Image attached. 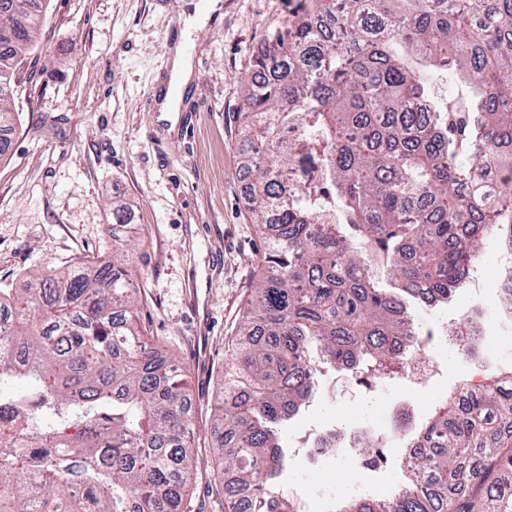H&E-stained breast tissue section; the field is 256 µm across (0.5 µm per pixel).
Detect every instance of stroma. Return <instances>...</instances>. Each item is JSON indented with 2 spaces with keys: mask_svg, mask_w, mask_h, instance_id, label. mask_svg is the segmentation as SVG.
<instances>
[{
  "mask_svg": "<svg viewBox=\"0 0 512 512\" xmlns=\"http://www.w3.org/2000/svg\"><path fill=\"white\" fill-rule=\"evenodd\" d=\"M222 2L220 13L189 28L184 19L195 0H45L0 155V288L21 293L31 274L112 258L119 252L112 209L127 205L136 234L126 260L142 292L136 321L174 354L189 386L191 449L201 463L192 512H224L209 415L263 253L245 202L241 80L269 33L302 7V0ZM179 42L190 47L194 76L167 126L157 108L169 49ZM498 267L492 238L472 287L459 289L446 309L413 311L416 323L437 330L480 310L488 330L479 359L450 339L429 347L412 374L372 391L346 387L340 375L327 379L314 402L280 427L291 458L284 486L298 490L307 512H327L341 496L340 473L357 496L382 498L401 483L395 410L421 420L459 381L512 368V314L496 301ZM345 427L386 439V465L367 469L348 447L314 464L298 456L318 432Z\"/></svg>",
  "mask_w": 512,
  "mask_h": 512,
  "instance_id": "1",
  "label": "stroma"
}]
</instances>
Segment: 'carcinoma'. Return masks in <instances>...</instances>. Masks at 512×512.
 <instances>
[{
	"label": "carcinoma",
	"instance_id": "carcinoma-1",
	"mask_svg": "<svg viewBox=\"0 0 512 512\" xmlns=\"http://www.w3.org/2000/svg\"><path fill=\"white\" fill-rule=\"evenodd\" d=\"M0 17V102L43 0ZM243 80L248 207L263 275L211 431L228 512H298L278 428L322 368L389 376L419 354L404 298L437 306L491 234L512 243V0H313ZM450 79L469 94L438 98ZM116 260L0 288V512H182L198 474L174 356L139 328ZM365 467L387 443L358 435ZM384 502L336 512H512V370L448 395Z\"/></svg>",
	"mask_w": 512,
	"mask_h": 512
}]
</instances>
